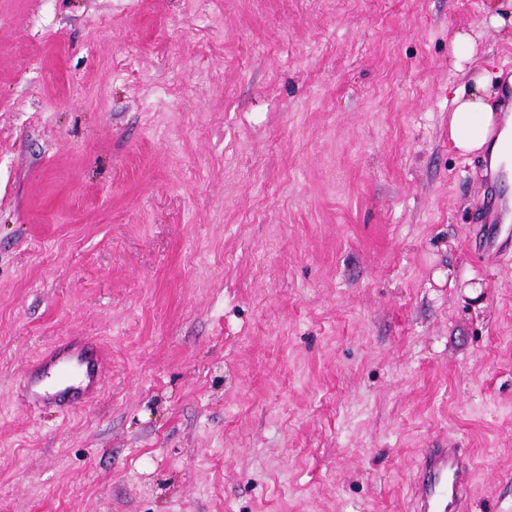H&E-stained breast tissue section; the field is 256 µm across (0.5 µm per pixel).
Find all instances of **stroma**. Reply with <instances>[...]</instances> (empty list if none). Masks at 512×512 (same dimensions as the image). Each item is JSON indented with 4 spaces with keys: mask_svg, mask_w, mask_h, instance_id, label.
Listing matches in <instances>:
<instances>
[{
    "mask_svg": "<svg viewBox=\"0 0 512 512\" xmlns=\"http://www.w3.org/2000/svg\"><path fill=\"white\" fill-rule=\"evenodd\" d=\"M487 0H0V512H512V250L448 142ZM101 346L92 401L28 364ZM462 45L467 47V53L465 54H461L459 52V47ZM475 48L476 42L470 32L458 31L453 35L450 43V50L456 59L455 67L458 71L465 72L463 63L467 62L474 54ZM474 468L461 448L420 449L412 512H464Z\"/></svg>",
    "mask_w": 512,
    "mask_h": 512,
    "instance_id": "1",
    "label": "stroma"
}]
</instances>
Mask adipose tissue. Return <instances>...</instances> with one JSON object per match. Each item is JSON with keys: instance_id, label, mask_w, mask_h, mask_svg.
Segmentation results:
<instances>
[{"instance_id": "1", "label": "adipose tissue", "mask_w": 512, "mask_h": 512, "mask_svg": "<svg viewBox=\"0 0 512 512\" xmlns=\"http://www.w3.org/2000/svg\"><path fill=\"white\" fill-rule=\"evenodd\" d=\"M492 78L487 73L467 76L466 89L455 95L448 110V139L462 154L481 152L489 142L512 137V122L502 121L489 99Z\"/></svg>"}]
</instances>
